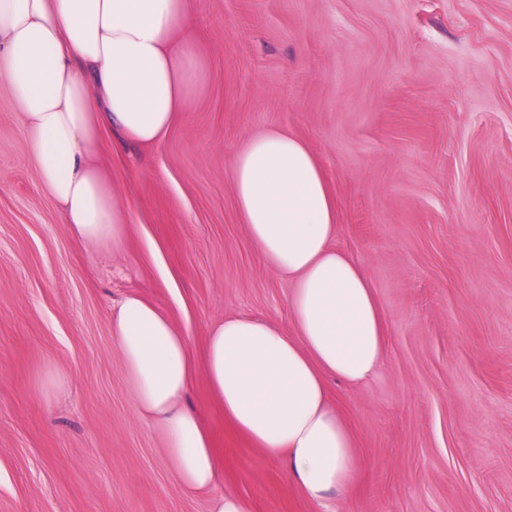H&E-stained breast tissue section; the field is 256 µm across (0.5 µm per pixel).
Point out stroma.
Here are the masks:
<instances>
[{
	"label": "stroma",
	"mask_w": 512,
	"mask_h": 512,
	"mask_svg": "<svg viewBox=\"0 0 512 512\" xmlns=\"http://www.w3.org/2000/svg\"><path fill=\"white\" fill-rule=\"evenodd\" d=\"M204 61L188 111L142 148L105 131L138 222L123 251L74 246L0 87V512H211L136 414L107 308L135 293L194 354L229 317L290 326L287 280L231 189L246 136L306 140L337 243L380 303L385 355L330 381L364 468L335 512H512V0H188ZM189 402L250 512H320L282 460Z\"/></svg>",
	"instance_id": "1"
}]
</instances>
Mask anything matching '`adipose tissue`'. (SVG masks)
<instances>
[{
  "mask_svg": "<svg viewBox=\"0 0 512 512\" xmlns=\"http://www.w3.org/2000/svg\"><path fill=\"white\" fill-rule=\"evenodd\" d=\"M189 27L187 0H0V87L15 98L41 184L80 248L116 253L129 235L135 214L113 191L101 133L138 146L167 136L200 76ZM231 184L248 243L292 284V329L227 318L198 360L166 313L129 294L110 308L112 342L182 486L216 489L219 478L211 434L187 402L201 377L225 421L282 459L295 488L323 506L362 468L326 379L357 385L377 371L380 304L362 265L334 243L336 196L306 141L281 128L251 135ZM214 512L249 507L217 491Z\"/></svg>",
  "mask_w": 512,
  "mask_h": 512,
  "instance_id": "1",
  "label": "adipose tissue"
}]
</instances>
